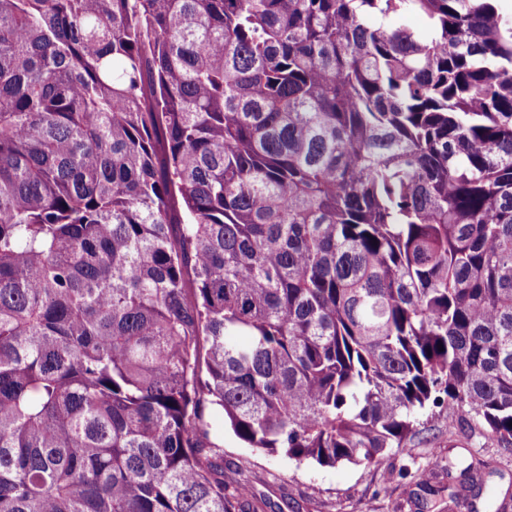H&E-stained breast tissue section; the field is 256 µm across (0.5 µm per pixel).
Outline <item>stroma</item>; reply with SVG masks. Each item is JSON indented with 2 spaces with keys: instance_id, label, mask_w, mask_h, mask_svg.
I'll use <instances>...</instances> for the list:
<instances>
[{
  "instance_id": "stroma-1",
  "label": "stroma",
  "mask_w": 512,
  "mask_h": 512,
  "mask_svg": "<svg viewBox=\"0 0 512 512\" xmlns=\"http://www.w3.org/2000/svg\"><path fill=\"white\" fill-rule=\"evenodd\" d=\"M420 434L404 448L388 449L383 468L341 464L322 468L283 455L247 447L214 415L212 436L224 450V479L246 476L258 512H468L448 506L449 465L491 462L495 473L478 512H512V451L498 447L470 428V418L459 413L448 419L436 408L418 416ZM456 430L458 447L448 445Z\"/></svg>"
}]
</instances>
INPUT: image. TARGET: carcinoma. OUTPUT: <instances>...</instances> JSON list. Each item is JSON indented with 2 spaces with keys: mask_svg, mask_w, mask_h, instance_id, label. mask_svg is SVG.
I'll return each mask as SVG.
<instances>
[{
  "mask_svg": "<svg viewBox=\"0 0 512 512\" xmlns=\"http://www.w3.org/2000/svg\"><path fill=\"white\" fill-rule=\"evenodd\" d=\"M498 2L0 0V512H236L213 408L321 467L428 406L512 447Z\"/></svg>",
  "mask_w": 512,
  "mask_h": 512,
  "instance_id": "cac0c4a2",
  "label": "carcinoma"
}]
</instances>
